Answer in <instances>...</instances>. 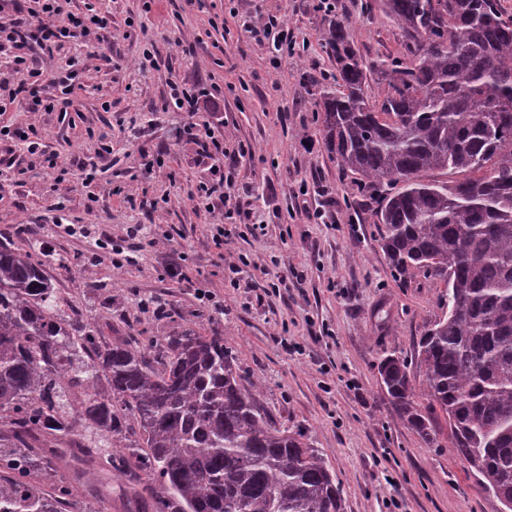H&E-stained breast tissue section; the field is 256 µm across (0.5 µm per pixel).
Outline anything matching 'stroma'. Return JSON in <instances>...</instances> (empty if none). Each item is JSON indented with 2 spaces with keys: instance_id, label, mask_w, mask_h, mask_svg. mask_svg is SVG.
Instances as JSON below:
<instances>
[{
  "instance_id": "obj_1",
  "label": "stroma",
  "mask_w": 512,
  "mask_h": 512,
  "mask_svg": "<svg viewBox=\"0 0 512 512\" xmlns=\"http://www.w3.org/2000/svg\"><path fill=\"white\" fill-rule=\"evenodd\" d=\"M318 0H74L80 18H104L109 48L102 57L72 43L54 51L46 68L72 73L65 109L30 114L34 99L55 96L40 86L11 106L16 123H35L57 168L29 155L17 141L21 177L0 174V235L22 252H35L60 307L95 324L105 341L140 344L192 329L220 336L234 356L243 386L261 382L257 396L278 427L302 431L335 473L345 512H503L454 451L448 420L429 412L424 437L399 416L379 375L392 354L410 363L420 386L418 344L441 313L446 286L434 277L400 279L380 248L382 225L327 147L316 107L335 62L324 48L329 14ZM356 49L369 63L402 52V38L382 0H335ZM271 13L286 23L295 52L277 63L269 44L248 26ZM153 47L156 67L140 70ZM219 85L224 94V152L200 160L195 144L178 139L180 109L165 106L169 81ZM112 133V154L91 188L76 175L95 156L98 136ZM249 152L239 155V145ZM164 155L165 167L133 177L140 155ZM218 165L246 195L227 205L231 231L216 246L214 215L188 195ZM136 192L137 201L123 195ZM308 191V217L298 205ZM169 192L171 200L146 210L139 198ZM102 199L86 208L88 194ZM262 214L254 235L243 212ZM75 225L76 235L57 228ZM120 248L118 258L95 249L101 233ZM168 234L166 245H151ZM251 259L242 267V259ZM211 291L207 302L199 290ZM73 483L75 512H155L147 491L130 493L126 477L107 473Z\"/></svg>"
}]
</instances>
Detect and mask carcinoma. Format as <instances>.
I'll return each instance as SVG.
<instances>
[{
	"instance_id": "1",
	"label": "carcinoma",
	"mask_w": 512,
	"mask_h": 512,
	"mask_svg": "<svg viewBox=\"0 0 512 512\" xmlns=\"http://www.w3.org/2000/svg\"><path fill=\"white\" fill-rule=\"evenodd\" d=\"M383 4L405 54L380 66L328 20L322 132L378 202L394 271L444 281L446 311L419 343L420 392L400 357L379 374L422 435L416 397L446 414L456 454L512 512V17L499 0ZM151 348L102 341L61 310L42 263L0 239V512H68L73 488L37 453L46 436L79 463L135 459L158 512H344L336 475L257 406L224 337L184 329Z\"/></svg>"
}]
</instances>
